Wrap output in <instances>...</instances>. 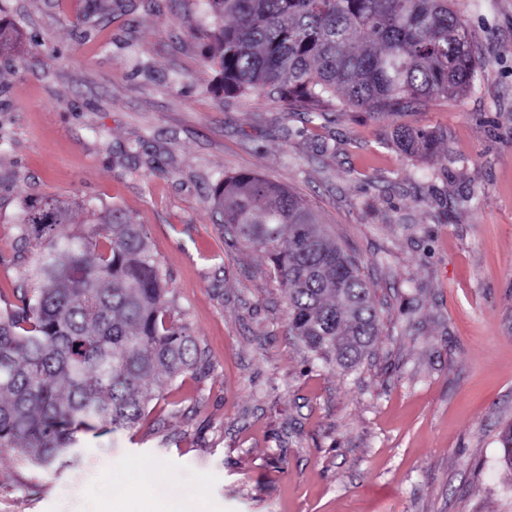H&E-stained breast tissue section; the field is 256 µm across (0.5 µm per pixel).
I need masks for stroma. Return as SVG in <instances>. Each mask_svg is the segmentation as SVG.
<instances>
[{
	"label": "stroma",
	"mask_w": 512,
	"mask_h": 512,
	"mask_svg": "<svg viewBox=\"0 0 512 512\" xmlns=\"http://www.w3.org/2000/svg\"><path fill=\"white\" fill-rule=\"evenodd\" d=\"M454 3L483 64L406 116L439 138L422 156L388 120L225 97L207 0H0L23 47L0 60V309L38 258L27 201L81 202L66 235L117 207L198 349L67 469L0 449V512H512V0ZM239 172L287 187L358 259L379 332L355 368L312 364L265 254L225 235L213 190Z\"/></svg>",
	"instance_id": "stroma-1"
}]
</instances>
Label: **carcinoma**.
<instances>
[{"mask_svg": "<svg viewBox=\"0 0 512 512\" xmlns=\"http://www.w3.org/2000/svg\"><path fill=\"white\" fill-rule=\"evenodd\" d=\"M453 0H207V58L224 95L267 93L311 118L322 109L400 118L464 93L479 66ZM0 23V57L18 53ZM398 146L428 154L435 133L397 124ZM224 231L269 258L287 290L288 328L325 364L357 365L379 317L359 264L290 190L252 172L221 179ZM81 208L25 205L39 250L22 307L0 312V448L40 469L63 465L79 435L134 426L153 378L194 368L195 340L171 319L167 281L140 224L110 209L86 234H59Z\"/></svg>", "mask_w": 512, "mask_h": 512, "instance_id": "obj_1", "label": "carcinoma"}]
</instances>
